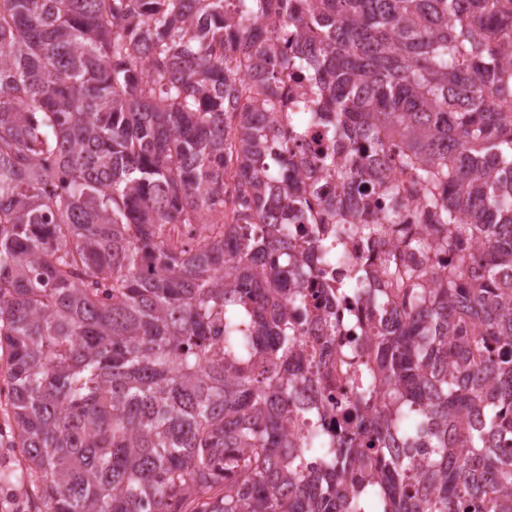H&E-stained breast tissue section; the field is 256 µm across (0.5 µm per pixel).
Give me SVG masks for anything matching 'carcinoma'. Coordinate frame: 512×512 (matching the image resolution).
Listing matches in <instances>:
<instances>
[{
  "label": "carcinoma",
  "mask_w": 512,
  "mask_h": 512,
  "mask_svg": "<svg viewBox=\"0 0 512 512\" xmlns=\"http://www.w3.org/2000/svg\"><path fill=\"white\" fill-rule=\"evenodd\" d=\"M237 2L0 0V441L39 481L30 508L512 512V185L494 179L512 167V0H315L316 51L284 58L318 76L306 110L346 155L327 205L380 196L351 223L397 235L385 288L364 294L357 264L330 289L368 310L347 352L371 361L360 392L306 404L298 384L333 377L336 317L308 307L289 225H314L322 263L334 242L321 186L253 122L283 108L251 80L284 0ZM226 161L238 202L208 224ZM410 201L432 244L473 239L484 266H405ZM290 309L321 345L296 352ZM332 415L340 434L288 436Z\"/></svg>",
  "instance_id": "obj_1"
}]
</instances>
